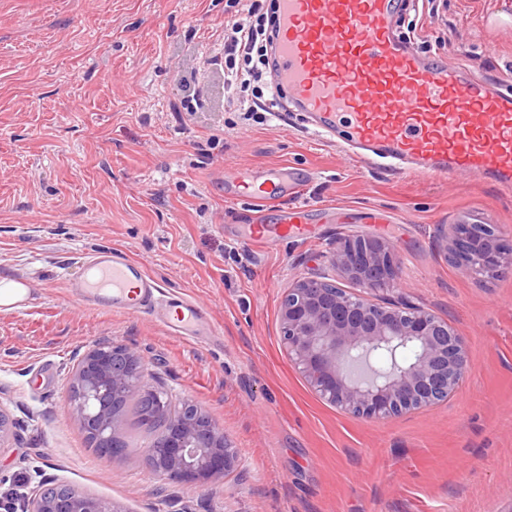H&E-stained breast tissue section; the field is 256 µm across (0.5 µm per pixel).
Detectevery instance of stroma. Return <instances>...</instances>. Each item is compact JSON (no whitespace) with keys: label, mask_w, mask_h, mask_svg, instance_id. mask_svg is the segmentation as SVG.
<instances>
[{"label":"stroma","mask_w":512,"mask_h":512,"mask_svg":"<svg viewBox=\"0 0 512 512\" xmlns=\"http://www.w3.org/2000/svg\"><path fill=\"white\" fill-rule=\"evenodd\" d=\"M491 0H428L410 14L420 50L512 78V27ZM230 0H0V277L26 283L0 311V408L18 424L0 450V501L52 479L127 512H512V274L451 263L449 225H496L512 240V194L364 167L292 112L240 120L225 106ZM203 89L196 112L175 105ZM304 176L311 237L251 241L256 214L285 201H227L244 169ZM395 247L394 294L458 329L471 371L439 405L373 421L320 399L281 345L293 281L350 283L328 262L336 239ZM112 247L193 299L216 335H171L146 314L84 307V253ZM134 348L152 384L204 409L239 464L216 483L161 480L133 424L125 454L90 447L67 413L72 367L95 341Z\"/></svg>","instance_id":"obj_1"}]
</instances>
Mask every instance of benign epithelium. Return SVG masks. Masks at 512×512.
Wrapping results in <instances>:
<instances>
[{
  "label": "benign epithelium",
  "instance_id": "benign-epithelium-1",
  "mask_svg": "<svg viewBox=\"0 0 512 512\" xmlns=\"http://www.w3.org/2000/svg\"><path fill=\"white\" fill-rule=\"evenodd\" d=\"M447 254L468 272L495 278L512 272V246L493 224H452ZM330 264L356 287L338 288L323 277L301 278L281 301L282 345L288 360L322 399L339 410L381 420L431 407L453 395L467 378L470 358L463 336L434 312L404 301L373 298L397 285L394 246L375 236L336 240ZM68 413L101 452L127 451L120 403L134 394L151 398L145 424L155 428L147 448L155 473L167 480L224 479L237 466L236 450L213 419L156 389L143 357L115 341L87 348L73 369ZM15 436L0 409V449ZM12 512H124L60 484L39 482L31 495L11 503Z\"/></svg>",
  "mask_w": 512,
  "mask_h": 512
}]
</instances>
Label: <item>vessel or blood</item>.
<instances>
[{
	"label": "vessel or blood",
	"mask_w": 512,
	"mask_h": 512,
	"mask_svg": "<svg viewBox=\"0 0 512 512\" xmlns=\"http://www.w3.org/2000/svg\"><path fill=\"white\" fill-rule=\"evenodd\" d=\"M410 11V0H276L270 75L281 105L363 164L511 191L512 84L419 51L404 31ZM237 182L259 200L300 184L287 166L245 170ZM308 231L305 208L295 207L281 223L253 225L251 238L269 244ZM80 286L87 299L149 314L172 335L214 333L203 308L163 294L115 249L87 256Z\"/></svg>",
	"instance_id": "1"
}]
</instances>
